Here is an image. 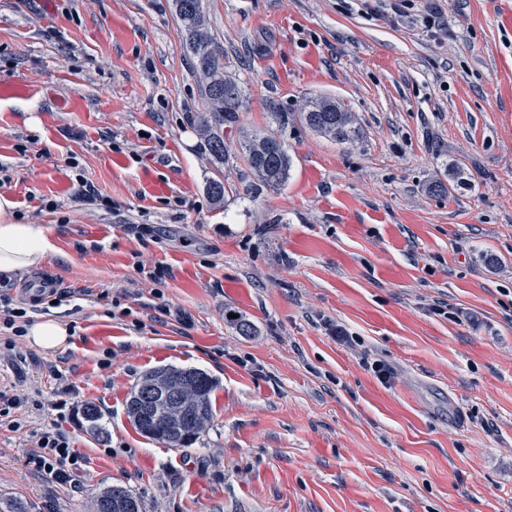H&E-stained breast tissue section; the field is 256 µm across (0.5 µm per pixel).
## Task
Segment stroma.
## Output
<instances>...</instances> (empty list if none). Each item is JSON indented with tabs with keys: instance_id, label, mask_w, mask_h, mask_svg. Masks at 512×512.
<instances>
[{
	"instance_id": "35a3bbf8",
	"label": "stroma",
	"mask_w": 512,
	"mask_h": 512,
	"mask_svg": "<svg viewBox=\"0 0 512 512\" xmlns=\"http://www.w3.org/2000/svg\"><path fill=\"white\" fill-rule=\"evenodd\" d=\"M203 6L247 100L224 163L172 0H0V194L48 229L30 275L63 296L25 322L70 330L51 352L0 321V512L109 485L143 512H512V0ZM319 96L357 142L303 124ZM244 131L283 135L285 185L244 192ZM170 366L215 383L185 448L127 415ZM55 429L82 460L63 486L26 463Z\"/></svg>"
}]
</instances>
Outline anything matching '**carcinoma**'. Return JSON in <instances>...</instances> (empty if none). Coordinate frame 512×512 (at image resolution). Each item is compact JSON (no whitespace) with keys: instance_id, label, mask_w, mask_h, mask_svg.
I'll return each mask as SVG.
<instances>
[{"instance_id":"1","label":"carcinoma","mask_w":512,"mask_h":512,"mask_svg":"<svg viewBox=\"0 0 512 512\" xmlns=\"http://www.w3.org/2000/svg\"><path fill=\"white\" fill-rule=\"evenodd\" d=\"M173 6L184 34L187 51L193 58L194 75L201 84L204 110L196 113L195 122L210 154L225 161L228 147L224 141V128L233 126L244 107V93L240 82L224 71V50L209 27L203 12L202 0H173ZM305 124L315 132L348 143L359 138L360 129L353 113L344 104L327 97L305 102L302 112ZM240 148L245 156L248 172L254 181L247 189L256 192L260 188H278L288 179L290 160L285 142L274 134L252 133L242 136ZM159 373L176 374L178 369L161 367L145 373L131 391L127 410H133L135 398L144 391L143 384ZM195 416L199 423L187 424L174 429L163 406L153 411L148 423L133 420L143 435L165 444L169 448H182L192 444L213 417L211 392L212 379L204 372L196 371ZM121 490L124 500L133 512H141L140 499L125 487L109 486L100 491L92 503V512H103L104 504L112 500L116 490Z\"/></svg>"}]
</instances>
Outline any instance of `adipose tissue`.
Here are the masks:
<instances>
[{
  "label": "adipose tissue",
  "mask_w": 512,
  "mask_h": 512,
  "mask_svg": "<svg viewBox=\"0 0 512 512\" xmlns=\"http://www.w3.org/2000/svg\"><path fill=\"white\" fill-rule=\"evenodd\" d=\"M54 251L47 228L18 223L14 202L0 194V276L10 278L26 273Z\"/></svg>",
  "instance_id": "1"
}]
</instances>
